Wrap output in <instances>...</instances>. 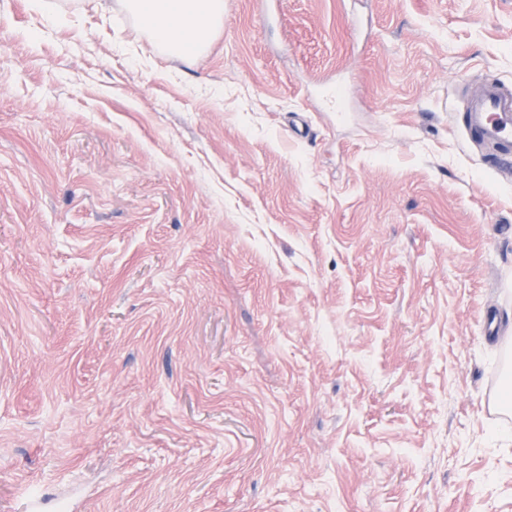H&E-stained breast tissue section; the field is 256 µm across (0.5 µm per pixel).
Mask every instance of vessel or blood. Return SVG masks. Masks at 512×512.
<instances>
[{
    "mask_svg": "<svg viewBox=\"0 0 512 512\" xmlns=\"http://www.w3.org/2000/svg\"><path fill=\"white\" fill-rule=\"evenodd\" d=\"M465 126L477 144L512 153V84L481 80L469 84L463 106Z\"/></svg>",
    "mask_w": 512,
    "mask_h": 512,
    "instance_id": "1",
    "label": "vessel or blood"
}]
</instances>
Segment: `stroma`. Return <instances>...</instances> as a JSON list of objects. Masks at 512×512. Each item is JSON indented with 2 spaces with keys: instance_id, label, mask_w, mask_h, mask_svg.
I'll list each match as a JSON object with an SVG mask.
<instances>
[{
  "instance_id": "obj_1",
  "label": "stroma",
  "mask_w": 512,
  "mask_h": 512,
  "mask_svg": "<svg viewBox=\"0 0 512 512\" xmlns=\"http://www.w3.org/2000/svg\"><path fill=\"white\" fill-rule=\"evenodd\" d=\"M45 3L0 0V512H512V168L459 101L512 0H224L193 58Z\"/></svg>"
}]
</instances>
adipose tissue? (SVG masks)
Returning <instances> with one entry per match:
<instances>
[{
  "label": "adipose tissue",
  "mask_w": 512,
  "mask_h": 512,
  "mask_svg": "<svg viewBox=\"0 0 512 512\" xmlns=\"http://www.w3.org/2000/svg\"><path fill=\"white\" fill-rule=\"evenodd\" d=\"M128 7L176 51L204 46L224 21V0H129Z\"/></svg>",
  "instance_id": "adipose-tissue-1"
}]
</instances>
